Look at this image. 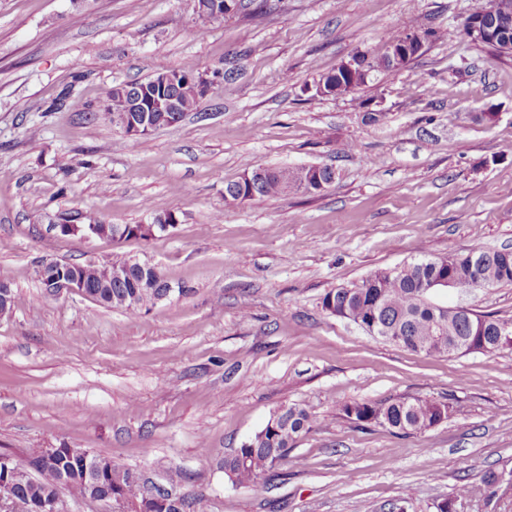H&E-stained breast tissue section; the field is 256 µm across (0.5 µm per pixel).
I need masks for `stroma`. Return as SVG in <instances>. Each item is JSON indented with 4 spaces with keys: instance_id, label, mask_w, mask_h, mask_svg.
Here are the masks:
<instances>
[{
    "instance_id": "obj_1",
    "label": "stroma",
    "mask_w": 512,
    "mask_h": 512,
    "mask_svg": "<svg viewBox=\"0 0 512 512\" xmlns=\"http://www.w3.org/2000/svg\"><path fill=\"white\" fill-rule=\"evenodd\" d=\"M485 2L243 0L202 25L193 0H0V277L22 299L0 316V452L82 448L208 512H512V490L484 482L512 472V350L417 354L322 307L423 256L512 249V58L463 34ZM403 23L430 33L419 57L353 95L309 93ZM159 62L194 63L210 92L126 148L99 106ZM305 165L335 182L224 200L253 168ZM71 209L178 222L147 239L59 236ZM124 257L173 294L133 317L47 297L36 276L43 260ZM432 298L512 320V285ZM399 396L453 412L414 435L341 416ZM292 405L310 431L262 493L232 485L220 460Z\"/></svg>"
}]
</instances>
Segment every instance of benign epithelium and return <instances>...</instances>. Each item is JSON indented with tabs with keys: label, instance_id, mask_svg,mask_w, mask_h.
<instances>
[{
	"label": "benign epithelium",
	"instance_id": "obj_1",
	"mask_svg": "<svg viewBox=\"0 0 512 512\" xmlns=\"http://www.w3.org/2000/svg\"><path fill=\"white\" fill-rule=\"evenodd\" d=\"M237 8V0H195V12L208 14L216 18L227 17ZM489 12L497 19L491 24L484 20L483 16H471L467 18L466 25L471 40L483 42L493 40L501 42L500 50L504 54L512 55V40L505 37L504 26L512 18V0H494ZM426 43V38L418 32H409L403 42L385 46L386 62L393 68L404 66L411 58L420 54ZM371 55L365 51L352 54L344 60L339 68L345 72L360 73L364 77L372 75L368 69V61ZM182 83V76L178 72L159 71L153 76L151 88L155 89L152 95L151 105L143 103L148 89H140L131 93L130 103L126 111L113 116V123L127 136H140L150 134L156 129V113H174L179 109V101L175 90ZM55 228L66 229L70 236L88 238L97 235V229L85 223L84 218L77 212H62L56 216ZM42 288L49 297H61L64 295H86L85 281L81 277L79 267L71 266L66 269H52L45 263L39 267ZM0 464L7 473L15 477L26 478L31 474V467L13 459L10 456L0 458ZM144 501L140 509L160 507L164 512H175L180 508L182 498L174 495L165 487L141 484Z\"/></svg>",
	"mask_w": 512,
	"mask_h": 512
}]
</instances>
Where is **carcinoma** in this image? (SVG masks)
I'll list each match as a JSON object with an SVG mask.
<instances>
[{"label": "carcinoma", "mask_w": 512, "mask_h": 512, "mask_svg": "<svg viewBox=\"0 0 512 512\" xmlns=\"http://www.w3.org/2000/svg\"><path fill=\"white\" fill-rule=\"evenodd\" d=\"M325 87L341 89V94L355 93L365 85L361 78L336 76L332 71L325 75ZM122 83L112 87V106L101 109L104 115L120 112L126 105V88ZM254 193L242 194L240 181L225 185L224 192L231 198L243 197L253 200L275 197L291 190L290 181L301 177L303 168L288 169V179H283L280 168H259ZM86 222H96L103 232L117 235L125 231V238L146 239L150 232L129 226L101 224L99 219L85 214ZM475 260L480 288H492L502 284H512V273L504 271L506 252L471 249L463 254L447 257L448 265L441 264L439 258L424 257L399 269L379 270L373 273L374 280L354 288H338L322 298V306L331 299L347 310L348 320L359 326L376 322L379 337L401 345L405 349L426 355L448 354V343L471 334L483 337L482 352L493 354L512 349V320L506 321L491 315H479L468 319L454 308L438 305L430 301L429 295L421 291L424 283L439 277L448 270L463 279L468 275L470 260ZM86 278V291L91 300L106 306L123 308L136 315L143 308L160 301L161 289L157 288L163 276L158 270L133 268L121 279L107 283L99 275V266L88 262L80 265ZM444 403L428 397H415L411 400L397 397L377 403L366 400L354 401L342 407L343 417L355 423H375L395 429L405 434L428 431ZM311 415L297 406H284L277 409L265 427L255 433L236 451L224 455L220 462L224 475L234 484L253 490L261 487V477L274 469L288 457L296 438L310 428ZM94 455L76 448L71 453L58 457L48 468L35 470L28 479L12 483L0 478V498H13L20 505L34 504L43 507L45 512L63 508L60 491L68 490L73 496L88 499H103L111 495L122 497L128 509H137L140 500L139 485L131 480V471L122 468L112 460L101 457L102 475L96 477L90 466Z\"/></svg>", "instance_id": "obj_1"}]
</instances>
